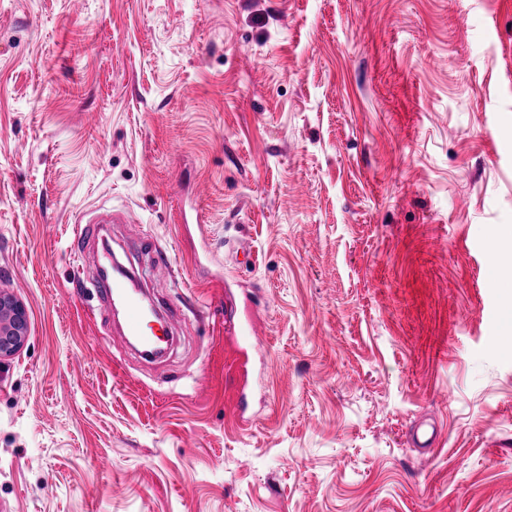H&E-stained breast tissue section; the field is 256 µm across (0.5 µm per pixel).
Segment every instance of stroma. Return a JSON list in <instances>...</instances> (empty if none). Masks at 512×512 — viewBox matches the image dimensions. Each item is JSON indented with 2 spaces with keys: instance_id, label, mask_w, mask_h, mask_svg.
I'll use <instances>...</instances> for the list:
<instances>
[{
  "instance_id": "35a3bbf8",
  "label": "stroma",
  "mask_w": 512,
  "mask_h": 512,
  "mask_svg": "<svg viewBox=\"0 0 512 512\" xmlns=\"http://www.w3.org/2000/svg\"><path fill=\"white\" fill-rule=\"evenodd\" d=\"M507 236L512 0H0V512H512ZM131 283H133V277L125 271L123 274L112 278L97 280L93 284V288L96 292L100 290L105 294L108 307L116 296L124 298L123 323L125 334L138 341L140 349L135 347L142 358L155 361L159 357L153 352L157 336L152 333L150 335L144 333L145 314L142 298L140 293L129 290ZM27 314L23 306L0 296V361L16 354L26 340Z\"/></svg>"
}]
</instances>
